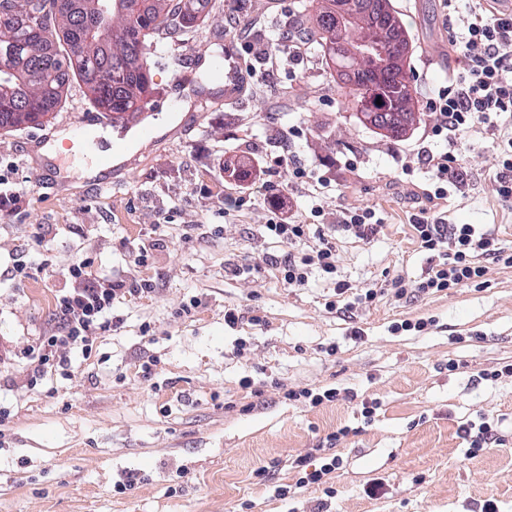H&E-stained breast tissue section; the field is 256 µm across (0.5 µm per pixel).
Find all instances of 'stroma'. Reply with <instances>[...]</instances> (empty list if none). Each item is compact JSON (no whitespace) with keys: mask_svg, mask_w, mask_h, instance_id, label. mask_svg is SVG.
<instances>
[{"mask_svg":"<svg viewBox=\"0 0 512 512\" xmlns=\"http://www.w3.org/2000/svg\"><path fill=\"white\" fill-rule=\"evenodd\" d=\"M301 2L215 0L188 34L182 66L151 71L160 96L145 120L149 136L113 127L112 167L96 179L83 170L97 160V130L52 158L35 155L47 130L72 133L90 109L80 81L47 126L0 130V163L13 168L0 192L20 194L0 211V407L9 412L0 512H312L320 499L323 512H482L490 499L512 512V377H477L512 363V268L490 265L482 286L409 303L385 296L350 319L325 308L333 280L315 274L291 288L262 265L282 252L262 232L270 197L286 194L299 220L310 217L314 201L293 178L305 165L326 177L317 202L328 223L347 208L383 219L370 242L337 232L340 279L368 288L419 280L429 267L412 227L426 173L403 182L401 158L443 148L423 107L453 66L440 0H392L410 36L418 103L399 138L358 120L318 45L301 63L284 59L262 81L251 78L244 42L273 44L290 13L311 26ZM292 127L300 138L289 139ZM254 154L282 162L252 183L229 177L228 164ZM496 168L491 140L464 138L444 217L486 225L510 249L512 207L494 196ZM141 249L148 259L138 265ZM17 260L35 275L9 279ZM80 261L90 278L145 279L155 291L115 304L119 323L90 357H76L70 378L30 386L22 352L53 327L55 298ZM193 298L199 308L180 316ZM228 308L245 322L226 325ZM405 319L427 327L393 332ZM355 327L362 341L350 340ZM246 380L264 394L252 395ZM319 386L356 399L312 407L281 396ZM373 400L380 407L368 422L361 404ZM481 414L494 416L504 442L472 457L458 427ZM344 427L331 494L276 497L275 486L303 475L294 460L318 466L315 447ZM130 476L134 484L117 492ZM378 479L381 493L367 496Z\"/></svg>","mask_w":512,"mask_h":512,"instance_id":"1","label":"stroma"}]
</instances>
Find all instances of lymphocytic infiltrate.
I'll return each mask as SVG.
<instances>
[{
	"label": "lymphocytic infiltrate",
	"mask_w": 512,
	"mask_h": 512,
	"mask_svg": "<svg viewBox=\"0 0 512 512\" xmlns=\"http://www.w3.org/2000/svg\"><path fill=\"white\" fill-rule=\"evenodd\" d=\"M446 8L448 49L465 62L462 71L448 75L446 84L435 87L425 101L433 119L431 133L442 138L447 148L426 158L430 187L424 190L425 208L415 214L413 228L428 255L426 275L416 283L396 277L380 288L353 289L337 279L336 233L325 224L322 205H313L312 223L295 220L287 196L270 198V216L264 226L267 237L282 247L281 255H269L265 265L274 270L284 285L301 288L312 272L335 282V297L326 302L328 311L350 313L391 295L407 300L419 294H437L449 289L483 284L488 263L512 268V250L501 246L496 235L474 224H449L435 209L448 197L458 165L462 135L490 136L497 149L498 170L494 191L503 203H512V15L495 6L461 8L458 0H443ZM71 288L56 299L57 324L38 337L28 349L24 365L29 385L52 375L70 376L74 353L91 355L95 342L112 330V308L127 291L122 284L102 276L88 282L86 266L73 264L68 270ZM346 430L328 436L317 453L321 465L295 485H279L277 497L290 496L295 488L329 484L341 458L336 445Z\"/></svg>",
	"instance_id": "lymphocytic-infiltrate-1"
}]
</instances>
